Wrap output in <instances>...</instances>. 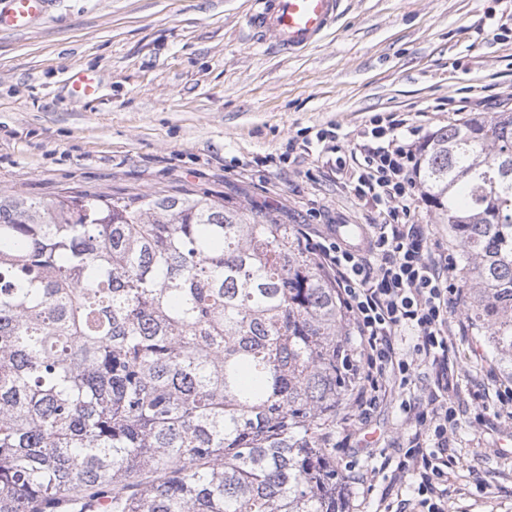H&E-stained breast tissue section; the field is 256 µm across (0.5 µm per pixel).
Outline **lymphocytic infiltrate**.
Here are the masks:
<instances>
[{
    "label": "lymphocytic infiltrate",
    "mask_w": 512,
    "mask_h": 512,
    "mask_svg": "<svg viewBox=\"0 0 512 512\" xmlns=\"http://www.w3.org/2000/svg\"><path fill=\"white\" fill-rule=\"evenodd\" d=\"M422 137L421 128L405 120H372L351 158L355 195L376 207L380 224L359 250L329 235L306 244L333 276L356 340L361 383L353 410L367 415L405 390L416 367L435 369L434 389L404 405L413 428L406 454L417 465L420 507L447 512L448 429L457 417L446 397L448 358L468 328L459 317L463 292L451 281L447 254L412 220L421 198ZM407 334L415 341L403 354L395 342Z\"/></svg>",
    "instance_id": "lymphocytic-infiltrate-1"
}]
</instances>
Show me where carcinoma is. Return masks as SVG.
<instances>
[{
	"label": "carcinoma",
	"mask_w": 512,
	"mask_h": 512,
	"mask_svg": "<svg viewBox=\"0 0 512 512\" xmlns=\"http://www.w3.org/2000/svg\"><path fill=\"white\" fill-rule=\"evenodd\" d=\"M422 187L512 368V113L439 129ZM352 348L334 280L267 211L0 195V512H347Z\"/></svg>",
	"instance_id": "obj_1"
}]
</instances>
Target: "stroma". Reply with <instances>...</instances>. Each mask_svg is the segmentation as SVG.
I'll use <instances>...</instances> for the list:
<instances>
[{
  "label": "stroma",
  "instance_id": "obj_1",
  "mask_svg": "<svg viewBox=\"0 0 512 512\" xmlns=\"http://www.w3.org/2000/svg\"><path fill=\"white\" fill-rule=\"evenodd\" d=\"M255 0H49L0 31V194L189 191L263 209L312 234L375 224L345 169L371 120L408 116L434 134L512 112V0H344L317 43L292 55L256 38ZM96 97L74 94L70 67ZM337 131L332 152L318 130ZM448 512H512V416L487 405L512 384L484 337L457 343ZM401 397L336 434L348 512L416 503L384 458L411 434Z\"/></svg>",
  "mask_w": 512,
  "mask_h": 512
}]
</instances>
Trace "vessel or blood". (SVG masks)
Listing matches in <instances>:
<instances>
[{
	"label": "vessel or blood",
	"mask_w": 512,
	"mask_h": 512,
	"mask_svg": "<svg viewBox=\"0 0 512 512\" xmlns=\"http://www.w3.org/2000/svg\"><path fill=\"white\" fill-rule=\"evenodd\" d=\"M342 0H260L248 25L279 51L291 53L316 43L339 14ZM0 10V29H24L43 14L46 0H9ZM75 93L87 98L97 92L95 80L84 70L71 67L69 76Z\"/></svg>",
	"instance_id": "obj_1"
}]
</instances>
